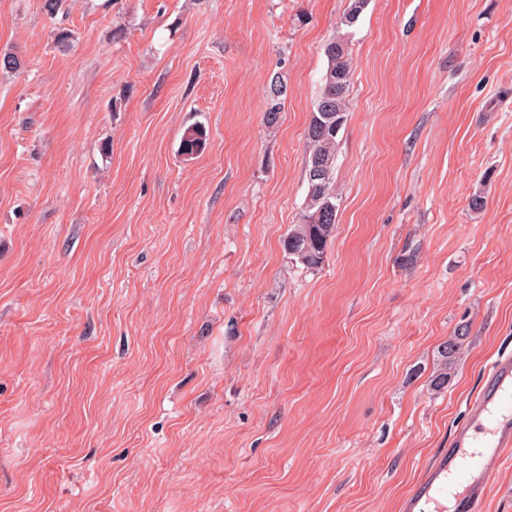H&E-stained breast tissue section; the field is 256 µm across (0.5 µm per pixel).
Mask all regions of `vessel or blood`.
Instances as JSON below:
<instances>
[{
	"mask_svg": "<svg viewBox=\"0 0 512 512\" xmlns=\"http://www.w3.org/2000/svg\"><path fill=\"white\" fill-rule=\"evenodd\" d=\"M512 455V355L490 364L479 393L415 490V500L451 493L452 512H482L494 472Z\"/></svg>",
	"mask_w": 512,
	"mask_h": 512,
	"instance_id": "vessel-or-blood-1",
	"label": "vessel or blood"
}]
</instances>
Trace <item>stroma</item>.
Wrapping results in <instances>:
<instances>
[{"instance_id": "35a3bbf8", "label": "stroma", "mask_w": 512, "mask_h": 512, "mask_svg": "<svg viewBox=\"0 0 512 512\" xmlns=\"http://www.w3.org/2000/svg\"><path fill=\"white\" fill-rule=\"evenodd\" d=\"M349 4L0 0V512H404L450 447L512 354V0H369L308 269ZM325 55L327 69L305 134L309 154L306 204L300 222L292 225L284 239L288 254L310 269L323 263L336 229L339 200L334 177L336 147L346 122L353 76L348 33L332 39L325 47ZM325 114H330L331 119H324ZM319 160L330 162L324 178L314 176V166Z\"/></svg>"}]
</instances>
